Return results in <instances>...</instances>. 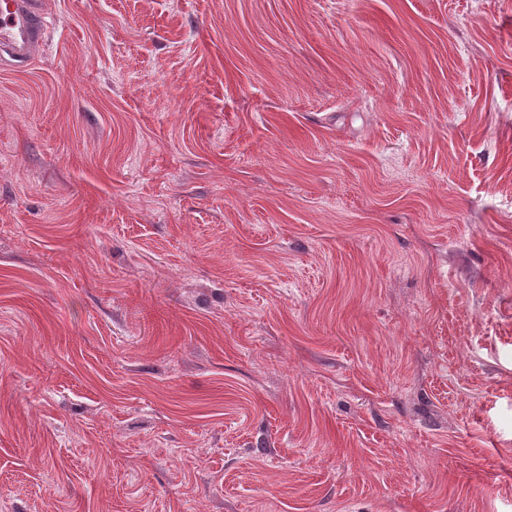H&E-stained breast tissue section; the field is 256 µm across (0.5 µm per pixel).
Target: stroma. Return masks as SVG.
Instances as JSON below:
<instances>
[{
    "label": "stroma",
    "instance_id": "stroma-1",
    "mask_svg": "<svg viewBox=\"0 0 512 512\" xmlns=\"http://www.w3.org/2000/svg\"><path fill=\"white\" fill-rule=\"evenodd\" d=\"M46 2L0 512H512V0Z\"/></svg>",
    "mask_w": 512,
    "mask_h": 512
}]
</instances>
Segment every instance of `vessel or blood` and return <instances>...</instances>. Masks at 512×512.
<instances>
[{
    "instance_id": "b4317fda",
    "label": "vessel or blood",
    "mask_w": 512,
    "mask_h": 512,
    "mask_svg": "<svg viewBox=\"0 0 512 512\" xmlns=\"http://www.w3.org/2000/svg\"><path fill=\"white\" fill-rule=\"evenodd\" d=\"M53 26L36 0H0V51L10 57L14 68L28 67L37 47L47 46Z\"/></svg>"
}]
</instances>
